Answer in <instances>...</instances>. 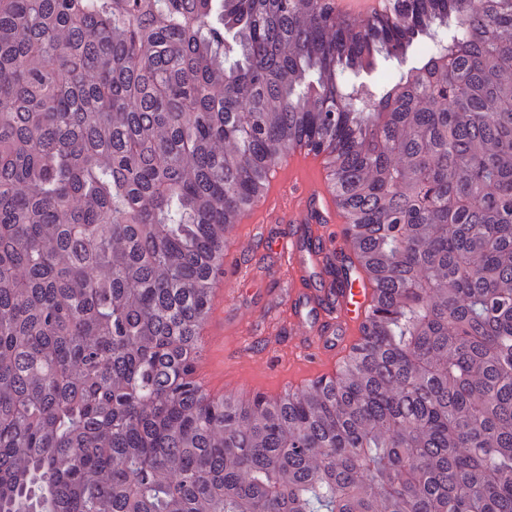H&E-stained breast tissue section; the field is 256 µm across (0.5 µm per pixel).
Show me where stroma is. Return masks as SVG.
<instances>
[{"label":"stroma","mask_w":512,"mask_h":512,"mask_svg":"<svg viewBox=\"0 0 512 512\" xmlns=\"http://www.w3.org/2000/svg\"><path fill=\"white\" fill-rule=\"evenodd\" d=\"M249 231V225H234L224 250L229 274L214 283L211 310L200 329L203 352L193 378L216 399L259 393L275 398L336 372L317 357L289 356L288 302L273 273V251L265 246L243 255L235 251Z\"/></svg>","instance_id":"35a3bbf8"}]
</instances>
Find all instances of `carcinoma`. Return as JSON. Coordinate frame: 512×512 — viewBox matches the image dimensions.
Masks as SVG:
<instances>
[{"label": "carcinoma", "instance_id": "carcinoma-1", "mask_svg": "<svg viewBox=\"0 0 512 512\" xmlns=\"http://www.w3.org/2000/svg\"><path fill=\"white\" fill-rule=\"evenodd\" d=\"M509 29L512 0H0V512H512ZM296 146L331 156L361 337L208 400L225 233ZM421 48H417L413 52H409L406 58L399 62L396 59H381L379 62V71L376 73H361L356 76L351 75L349 77L350 82L365 86L374 95L379 92V84L389 77L392 73H399L402 70H408L412 66L417 65V55Z\"/></svg>", "mask_w": 512, "mask_h": 512}]
</instances>
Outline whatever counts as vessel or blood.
Masks as SVG:
<instances>
[{
	"label": "vessel or blood",
	"mask_w": 512,
	"mask_h": 512,
	"mask_svg": "<svg viewBox=\"0 0 512 512\" xmlns=\"http://www.w3.org/2000/svg\"><path fill=\"white\" fill-rule=\"evenodd\" d=\"M328 185L302 193L288 210L291 226L276 247L288 269V294L294 303L299 351L332 361L344 350L342 339L361 323L372 290L363 282L345 287L337 278L342 248L326 241L324 228L338 222Z\"/></svg>",
	"instance_id": "vessel-or-blood-1"
}]
</instances>
